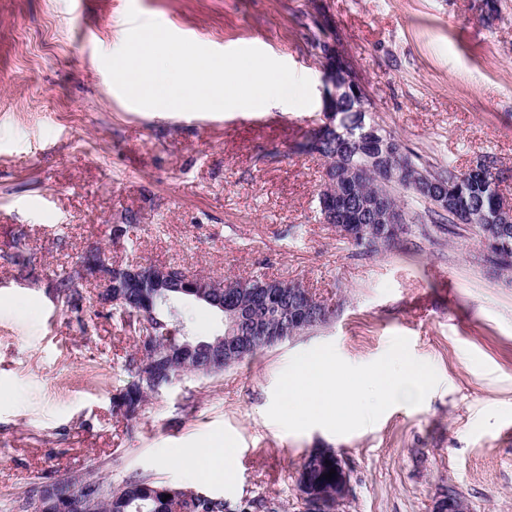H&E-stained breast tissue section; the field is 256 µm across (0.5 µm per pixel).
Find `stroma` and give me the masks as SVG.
<instances>
[{"instance_id": "stroma-1", "label": "stroma", "mask_w": 512, "mask_h": 512, "mask_svg": "<svg viewBox=\"0 0 512 512\" xmlns=\"http://www.w3.org/2000/svg\"><path fill=\"white\" fill-rule=\"evenodd\" d=\"M0 0V512L44 476H148L232 502L302 512L305 452L343 457L340 512H430L441 491L472 512H512V274L484 262L465 225L412 233L379 253L318 213L323 160L296 152L320 123L322 72L306 41L324 12L373 97L374 119L433 169L494 158L512 198V0ZM136 9L199 45L254 47L311 81L313 101L244 112L131 104L103 56ZM126 225L120 238L112 227ZM34 256L20 278L18 240ZM116 263L213 278L295 279L335 311L326 324L213 376L186 373L137 422L112 413L133 331L86 300L63 310L47 283L91 246ZM438 385L347 435L283 430L266 415L292 356L324 343L353 365L394 336ZM229 481H192L180 458L218 439Z\"/></svg>"}]
</instances>
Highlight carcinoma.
I'll return each mask as SVG.
<instances>
[{"instance_id":"cac0c4a2","label":"carcinoma","mask_w":512,"mask_h":512,"mask_svg":"<svg viewBox=\"0 0 512 512\" xmlns=\"http://www.w3.org/2000/svg\"><path fill=\"white\" fill-rule=\"evenodd\" d=\"M313 27L310 47L313 56L317 58L319 53L327 48L329 35L325 24L319 20H313ZM379 133L382 134L383 142L388 144L407 167L425 172L427 181L415 183L405 176L386 179L382 176L378 165L362 156L355 145L342 147L336 144V136L333 134L320 135L315 131L305 143L299 146V150L318 155L331 170L341 173L344 172V167L336 164V152L340 149L344 150L351 161L363 166V170L346 184V188L354 196L379 198L401 215L416 213L420 224L437 223V219L434 218L437 211L431 208L435 201V192H440L443 187L449 185L457 192L455 208L458 220L450 219L448 223L458 222L470 225V229L480 240L494 228L492 224L475 222L471 224L466 219V212L469 210L490 215L498 204L500 198L498 184L501 178L494 159L486 158L488 167L476 174L459 173L451 166L434 171L386 130L381 128ZM358 222L364 226L365 237L355 242V245L370 252H377L388 245V242L381 240L375 246H370L367 237H377L378 225L372 223V220L364 214L358 217ZM500 240V248L486 253L485 259L500 272L511 274L512 224L507 225L501 232ZM54 280L58 302L72 312L80 311L85 296L83 283L78 281L77 274L62 270L55 273ZM256 283L255 279L238 280L236 281L238 289L230 294L224 290H213L211 291L212 301L207 303V306L222 320L225 309L251 300L250 290ZM119 293L126 296L127 302L112 306V315L117 317L123 325L130 328L136 325L137 315L142 309H150L154 312L152 333L156 337L161 353V361L157 366L160 377H165L163 371L167 370L168 366L179 365L185 360L190 363L187 371L208 374L205 365L210 358L211 343L215 337L224 335L227 326L219 325L214 335L203 339L189 335L184 304L196 303L198 299L189 293L188 288L172 287L156 290L121 287L112 289V294ZM128 366L129 378L113 389L112 406H124L138 416L148 397V394L140 389L143 380L139 355L131 356ZM334 467H336L334 457L316 456L310 450L303 458L299 476L306 478L316 490L327 493L336 486V479L325 477V474ZM85 480L89 505L82 508L80 512H171L174 497L183 494L181 488L150 477L129 479L117 487L105 483L92 474L86 475ZM167 494L170 495L168 499L165 498ZM191 508L192 512H278L276 508L263 501L233 504L218 496H193Z\"/></svg>"}]
</instances>
